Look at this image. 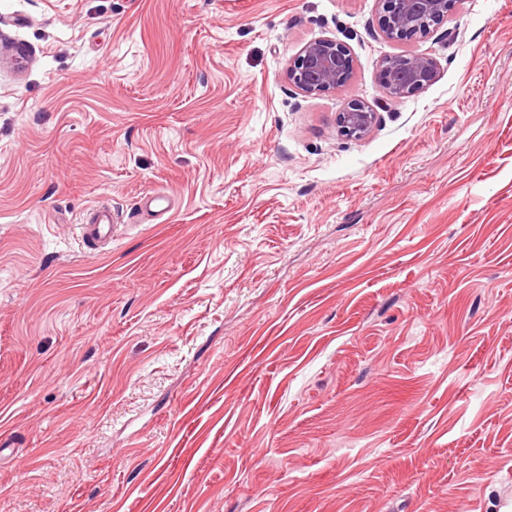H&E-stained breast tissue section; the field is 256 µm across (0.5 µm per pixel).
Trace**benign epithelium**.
<instances>
[{"label": "benign epithelium", "mask_w": 512, "mask_h": 512, "mask_svg": "<svg viewBox=\"0 0 512 512\" xmlns=\"http://www.w3.org/2000/svg\"><path fill=\"white\" fill-rule=\"evenodd\" d=\"M380 31L389 39L428 33L444 21L458 0H378ZM354 64L350 48L334 38L315 39L287 65L284 77L299 91L316 95L330 92L349 82ZM437 75L436 60L424 54H396L384 58L378 80L388 101H400L432 84ZM376 106L362 100L347 105L336 118L340 136L362 140L378 123Z\"/></svg>", "instance_id": "obj_1"}]
</instances>
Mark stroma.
Here are the masks:
<instances>
[{
	"label": "stroma",
	"mask_w": 512,
	"mask_h": 512,
	"mask_svg": "<svg viewBox=\"0 0 512 512\" xmlns=\"http://www.w3.org/2000/svg\"><path fill=\"white\" fill-rule=\"evenodd\" d=\"M0 512H512V0H0ZM461 0H378L380 31L389 39L423 34L444 21ZM354 64L350 48L335 38L315 39L287 65L284 77L302 93L322 94L349 82ZM436 75V60L424 54L388 56L378 68V80L385 93V101L391 102L417 94L432 84ZM376 106L383 105H371L362 100L349 103L342 112H338L336 118L339 135L351 140H362L368 136L378 123ZM81 224L83 242H111L114 220L112 211L106 207H99Z\"/></svg>",
	"instance_id": "1"
}]
</instances>
